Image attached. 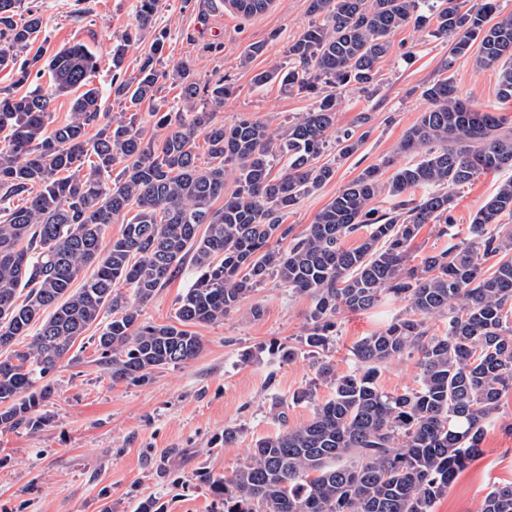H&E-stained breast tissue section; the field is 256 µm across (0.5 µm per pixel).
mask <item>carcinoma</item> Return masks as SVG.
<instances>
[{"label": "carcinoma", "mask_w": 512, "mask_h": 512, "mask_svg": "<svg viewBox=\"0 0 512 512\" xmlns=\"http://www.w3.org/2000/svg\"><path fill=\"white\" fill-rule=\"evenodd\" d=\"M24 2L0 0V70L14 78L0 90V430L34 434L47 425L42 408L54 399L53 376L74 361L70 351L89 329L99 328L94 362L112 380L144 381L196 358L203 337L192 328L224 322L274 276L312 302L300 346L279 344L276 352L285 362L307 352L329 398L300 426L275 411L279 433L257 441L231 476L200 481L224 512H434L482 453L486 427L512 391V230L500 225L512 215V176L462 242L416 266L408 250L424 224L448 233L449 189L512 168V127L440 79L423 91L430 106L401 142L418 162L388 176L381 165L366 167L298 234L283 220L333 178V165L321 162L328 149L348 158L369 136L336 130L337 90L373 95L398 30L411 24L448 39L450 63L478 45L476 66L499 70L498 100L511 101L512 13H501L498 0H309L311 22L287 44L288 68L253 77L257 86L277 80L314 100L275 127L246 117L226 124L197 108L200 93L219 106L235 88L220 80L200 89L188 63L157 67L161 32L126 75V47L153 31L161 0H138L134 32L113 47L110 93L126 107L117 117L103 112L93 84L99 59L81 44L46 60L32 52L45 23ZM272 3L233 0L232 7L252 17ZM163 81L179 87V107L150 112L159 136L147 140L139 107ZM64 93L71 111L56 125L53 101ZM92 124L99 129L89 137ZM230 179L235 189L227 194ZM419 188L426 193L417 199ZM380 196L393 201L385 212L373 204ZM116 221L121 235L107 242ZM353 235L357 243L344 246ZM286 239L288 247L278 248ZM187 260L197 277L171 322L142 321L143 305ZM88 268L92 275L73 287ZM387 297L404 310L355 344V370L335 373L321 352L337 316ZM434 320L443 331L431 332ZM414 354L417 386L383 390L382 369ZM481 512H512V484L491 490Z\"/></svg>", "instance_id": "carcinoma-1"}]
</instances>
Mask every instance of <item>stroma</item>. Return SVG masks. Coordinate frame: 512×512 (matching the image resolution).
I'll use <instances>...</instances> for the list:
<instances>
[{
    "label": "stroma",
    "instance_id": "obj_1",
    "mask_svg": "<svg viewBox=\"0 0 512 512\" xmlns=\"http://www.w3.org/2000/svg\"><path fill=\"white\" fill-rule=\"evenodd\" d=\"M46 23L38 43L55 51L76 43L100 60L94 84L103 90V111L119 114L123 106L108 95L111 51L135 21L137 0H35ZM308 0H275L264 14L245 18L226 0H162L157 28L169 37L163 54L167 65L190 63L200 84L220 80L236 92L217 108L227 123L246 116L265 121L291 119L308 111L311 99L281 90L279 83L258 87L256 72L285 62L288 42L308 27ZM262 54L247 57L250 45ZM393 52L381 65L372 97L347 89L336 114L339 129L365 134L360 149L337 162L331 181L305 196L288 215L302 232L340 189L364 168L397 155L403 134L428 105L424 89L448 77L459 93L478 108L499 105L497 71L480 69L474 53L445 66L448 47L436 38H418L404 29L392 38ZM502 106V105H499ZM512 118V102L502 106ZM501 177L479 176L453 189L454 231L466 236L474 215L495 192ZM196 270L184 264L143 308L145 320L169 323L178 296L192 285ZM311 300L288 293L270 279L245 299L223 323L202 325L196 332L204 347L187 363L155 371L142 384L115 382L94 361L91 340L77 343L79 360L62 364L55 375L57 393L46 412L47 427L31 434L0 431V512H138L143 500H155L163 512H224L199 474H231L255 443L274 435L279 422L270 409L282 404L289 426L307 422L315 403L330 389L314 384L310 358L282 361L269 352L271 342L297 344L307 329ZM403 308L384 300L374 309L345 312L325 358L337 373L352 371V347L386 325ZM250 360H243L244 352ZM315 386L314 403L295 404L294 392ZM512 392L501 401L496 421L488 425L482 453L457 475L435 512H479L486 494L497 484L512 482ZM239 437L225 445L224 431Z\"/></svg>",
    "mask_w": 512,
    "mask_h": 512
}]
</instances>
